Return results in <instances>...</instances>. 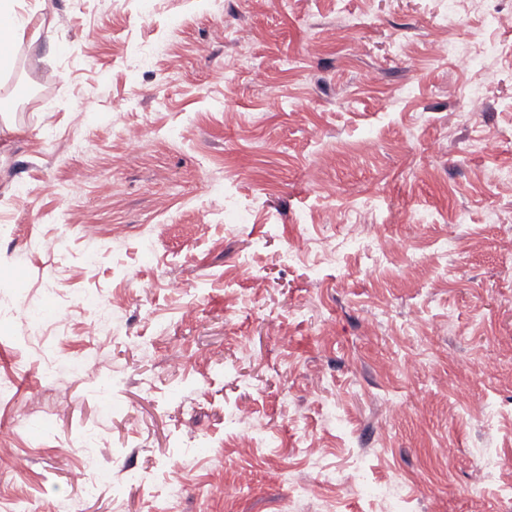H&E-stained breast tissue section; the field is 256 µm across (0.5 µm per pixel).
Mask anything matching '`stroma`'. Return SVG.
Returning <instances> with one entry per match:
<instances>
[{"label":"stroma","instance_id":"35a3bbf8","mask_svg":"<svg viewBox=\"0 0 512 512\" xmlns=\"http://www.w3.org/2000/svg\"><path fill=\"white\" fill-rule=\"evenodd\" d=\"M30 25L36 42L0 44V94L41 91L0 115V422L27 417L0 504L512 512V28L471 0L453 19L448 0H44ZM445 41L483 46L478 67L433 54ZM125 125L145 129L138 155ZM212 178L223 191L200 194ZM62 232L67 252L31 249ZM106 300L112 332L86 340ZM48 358L92 374L47 378ZM91 437L88 491L72 476ZM244 467L224 502L214 484Z\"/></svg>","mask_w":512,"mask_h":512}]
</instances>
